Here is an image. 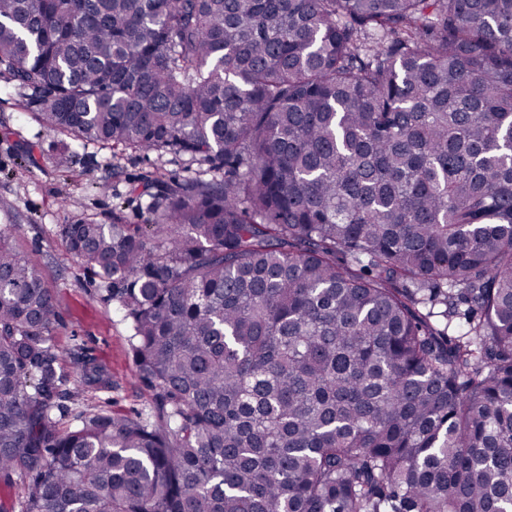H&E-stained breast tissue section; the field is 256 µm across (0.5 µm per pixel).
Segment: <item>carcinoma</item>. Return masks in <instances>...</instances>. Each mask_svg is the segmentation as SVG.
<instances>
[{
  "label": "carcinoma",
  "instance_id": "carcinoma-1",
  "mask_svg": "<svg viewBox=\"0 0 512 512\" xmlns=\"http://www.w3.org/2000/svg\"><path fill=\"white\" fill-rule=\"evenodd\" d=\"M1 69L75 142L203 166L142 179L149 224L62 225L153 424L63 425L0 230L21 512H512V0H0Z\"/></svg>",
  "mask_w": 512,
  "mask_h": 512
}]
</instances>
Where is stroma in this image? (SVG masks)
<instances>
[{"label": "stroma", "mask_w": 512, "mask_h": 512, "mask_svg": "<svg viewBox=\"0 0 512 512\" xmlns=\"http://www.w3.org/2000/svg\"><path fill=\"white\" fill-rule=\"evenodd\" d=\"M70 140L44 126L27 108L25 91L0 72V228L51 290L65 386L114 416L150 413L155 395L132 358L131 322L108 300L100 278L74 257L61 227L77 220L108 224L116 215L127 224L146 223L148 200L131 193V184L146 176L193 177L199 167L184 156L96 142L74 146L60 162L59 147ZM87 354L105 368L103 383L87 385L80 363Z\"/></svg>", "instance_id": "obj_1"}]
</instances>
